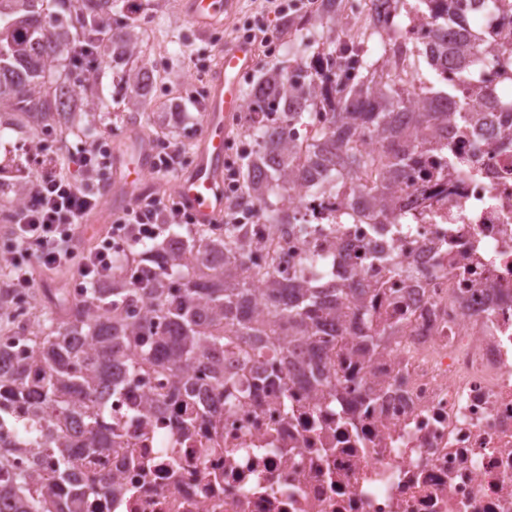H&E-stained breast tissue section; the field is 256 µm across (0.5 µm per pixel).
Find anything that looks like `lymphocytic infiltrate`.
<instances>
[{"mask_svg":"<svg viewBox=\"0 0 512 512\" xmlns=\"http://www.w3.org/2000/svg\"><path fill=\"white\" fill-rule=\"evenodd\" d=\"M70 160L76 176L52 175L32 181L12 221L16 243L26 257L54 268L77 265L78 293L111 275L116 258L113 242L138 244L157 238L167 224L192 223V216L182 205L158 196L141 197L113 216L98 247L77 253L74 241L80 224L104 202L112 151L94 141L79 148Z\"/></svg>","mask_w":512,"mask_h":512,"instance_id":"f902f5d3","label":"lymphocytic infiltrate"}]
</instances>
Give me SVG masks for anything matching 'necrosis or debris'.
I'll return each instance as SVG.
<instances>
[{
	"mask_svg": "<svg viewBox=\"0 0 512 512\" xmlns=\"http://www.w3.org/2000/svg\"><path fill=\"white\" fill-rule=\"evenodd\" d=\"M502 10L472 0L468 40L499 38ZM495 70L474 65L452 109L475 121L423 134L394 202L404 224L372 216L350 185L290 207L326 221L318 235L265 223L249 248L276 277L326 257L337 285L368 289L360 311L330 323L300 382L272 339L266 354L228 352L234 403L202 379L191 399L148 370L106 395L112 448L86 461L115 489L83 487L72 512H512V46ZM383 319L372 351L361 335ZM161 410L142 417L145 399Z\"/></svg>",
	"mask_w": 512,
	"mask_h": 512,
	"instance_id": "necrosis-or-debris-1",
	"label": "necrosis or debris"
}]
</instances>
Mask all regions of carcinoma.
<instances>
[{"label":"carcinoma","instance_id":"obj_1","mask_svg":"<svg viewBox=\"0 0 512 512\" xmlns=\"http://www.w3.org/2000/svg\"><path fill=\"white\" fill-rule=\"evenodd\" d=\"M336 2L319 0L315 14L306 20L321 29L318 40L305 43L309 54L288 70H266L250 92L247 110L254 138L240 170L244 194L260 204L266 222L299 224L313 234L322 231L319 223L288 207L289 181L306 182L313 195L326 183L340 187L346 169L385 173L378 192L367 187L364 191L373 195L380 215L392 217L395 224L407 223L391 206V178L402 163L394 150L391 114L408 110V100L404 85L385 73L384 59L399 63L422 56L432 62L447 51L460 75L468 73L474 58L489 68L495 64L489 43L461 37L446 47L447 34L438 29L427 44L390 43L370 31L366 21L338 41ZM58 3L67 8V18L51 10ZM117 7L118 0H0V127L18 112L36 126L70 121L74 90L64 93L58 87L62 77L48 82L46 76L72 41L93 42ZM408 12L425 14L446 27L463 14L462 0H416ZM136 49L132 24L112 29L114 55L132 56ZM123 80L135 89L127 108L136 112L156 76L141 65ZM438 122H448V106L411 113V152L420 145V130ZM362 125L375 128L377 148L351 145L349 131ZM247 237L246 225L225 224L224 264L215 267L209 261L208 225L184 234L171 227L161 241L139 254V262L113 268L111 285L88 290L81 304L69 305L68 292L61 288L44 289L45 312L36 321L38 331L18 325L12 332L18 339L34 336L30 349L20 351L10 377L0 368V428L14 427L25 443L38 445L44 456L58 462L66 482L78 457L72 448L91 454L119 439L101 423L103 394L121 386L112 379L116 364L128 368L130 382L149 369L181 379L195 365L224 364V349L255 336L290 335L283 352L301 337L320 343L323 320L347 297L357 300L367 292L321 288L317 281L296 278L282 281L260 265L247 268ZM258 278L267 281L266 312L253 315L248 305ZM131 310L145 312L144 321L127 320ZM34 366L44 369V375L31 383L25 374ZM31 385L43 395L41 406L23 419L8 413ZM51 412L78 419L81 444L52 437L46 425ZM33 483L31 468L0 478V504L11 500L8 512H70L68 491L18 494L17 486Z\"/></svg>","mask_w":512,"mask_h":512}]
</instances>
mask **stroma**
Segmentation results:
<instances>
[{"instance_id": "1", "label": "stroma", "mask_w": 512, "mask_h": 512, "mask_svg": "<svg viewBox=\"0 0 512 512\" xmlns=\"http://www.w3.org/2000/svg\"><path fill=\"white\" fill-rule=\"evenodd\" d=\"M120 4L122 10L115 20L136 18L139 53L118 61L104 57L91 82H86V90L78 94L79 109L94 113L93 134L104 138L112 151L129 150L134 136L151 144L164 138L181 147L186 165H194L203 135V114L190 101L193 67L200 62L216 66L219 50L244 33L261 0H236L223 23L204 34L183 15L181 0H120ZM273 31L271 45L258 48L254 68L240 79L242 94H249L267 69L294 65L303 55L302 37L289 28L287 19H278ZM142 62L157 75L151 92L157 109L134 118L116 96L117 83L125 71Z\"/></svg>"}]
</instances>
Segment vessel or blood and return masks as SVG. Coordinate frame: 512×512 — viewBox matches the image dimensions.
<instances>
[{
    "label": "vessel or blood",
    "instance_id": "vessel-or-blood-1",
    "mask_svg": "<svg viewBox=\"0 0 512 512\" xmlns=\"http://www.w3.org/2000/svg\"><path fill=\"white\" fill-rule=\"evenodd\" d=\"M182 7L192 25L205 32L219 24L224 13L232 11L234 0H183ZM256 47L246 39L225 45L220 64L210 77L211 95L204 115V130L196 164L190 175L179 178L177 194L196 223L216 224L224 216L222 162L225 121L242 108L240 77L255 61ZM124 203L139 197L141 181L154 168L149 148H136L133 158L115 161Z\"/></svg>",
    "mask_w": 512,
    "mask_h": 512
}]
</instances>
